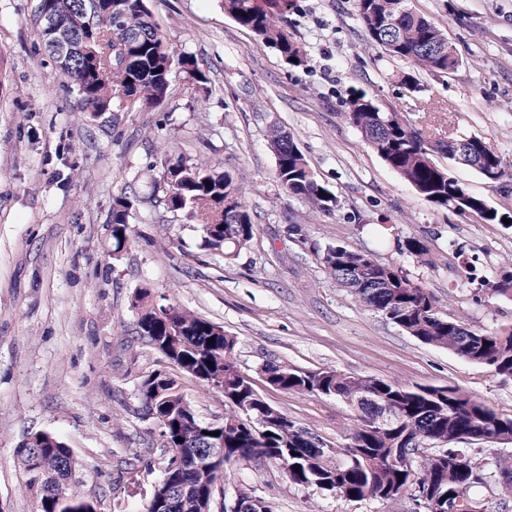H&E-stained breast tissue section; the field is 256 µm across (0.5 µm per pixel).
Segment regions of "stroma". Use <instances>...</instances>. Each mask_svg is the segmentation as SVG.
I'll list each match as a JSON object with an SVG mask.
<instances>
[{
    "label": "stroma",
    "instance_id": "stroma-1",
    "mask_svg": "<svg viewBox=\"0 0 512 512\" xmlns=\"http://www.w3.org/2000/svg\"><path fill=\"white\" fill-rule=\"evenodd\" d=\"M288 31L308 63L288 66L239 26L221 0H149L178 53L205 65L208 83L172 74L151 112L81 111L56 76L34 25L38 0H0V512H34L15 450L31 432L53 435L83 468L97 512H145L161 477L162 440L138 395L169 364L135 341L132 299L149 289L234 336L241 371L259 393L332 446L347 442V406L266 384L274 363L415 386H447L512 417V377L422 344L360 305L323 271L326 247L368 252L428 288L444 314L472 328L512 325V298L479 297L481 279L512 272V224L441 209L419 196L343 114L367 93L425 139L475 136L512 165V0H410L448 37L461 64L402 85L403 62L372 47L356 0H295ZM293 135L316 179L337 198L311 212L279 190L270 126ZM243 176L242 201L259 230L232 260L205 247L197 224L152 205L157 148ZM472 194L512 211V178L489 183L438 153ZM133 187L129 243L112 254V197ZM429 249L428 263L404 248ZM141 460L135 473L125 462ZM247 487L272 512H415L412 499L349 501L293 484L276 465L243 463L225 490Z\"/></svg>",
    "mask_w": 512,
    "mask_h": 512
}]
</instances>
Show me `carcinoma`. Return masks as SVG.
<instances>
[{"instance_id": "obj_1", "label": "carcinoma", "mask_w": 512, "mask_h": 512, "mask_svg": "<svg viewBox=\"0 0 512 512\" xmlns=\"http://www.w3.org/2000/svg\"><path fill=\"white\" fill-rule=\"evenodd\" d=\"M126 10L116 14L107 0H46L51 13L67 23L71 38L83 51L62 58L45 31L41 13L35 22L45 51L58 76L79 96L85 112H112L114 102L134 97L133 107L152 110L168 95L171 74L179 68L199 83L208 79L199 60L175 54L151 20L146 0H125ZM292 0H224V11L241 27L275 49L294 67L307 63L304 49L288 35L284 16ZM358 18L368 40L389 57L417 69L446 74L460 65L445 34L427 17L408 6V0H357ZM345 120L362 132L367 145L401 179L433 205L457 209L459 182L448 169L437 165L432 153H450L442 142L434 148L398 112H383L364 94L348 101ZM271 150L279 154L277 183L282 191L299 195L313 212L331 211L336 196L314 178L310 166L293 137L273 128L268 135ZM468 166L486 179L492 173L507 175V165L490 145L474 137L468 143ZM241 176L215 166L164 155L153 180L151 197L165 209L183 211L200 225L220 229L203 233L206 247L224 251L232 259L258 232L249 211L240 201ZM135 196L132 186L112 200L113 251H118V233L128 230L129 207ZM469 211L489 223H500L512 215L489 205L482 196L471 195ZM494 215H489V212ZM324 271L347 289L359 304L382 314L420 342L446 349L459 358L488 366L501 376H512V326L475 330L458 319L444 316L428 289L413 283L400 269L378 262L371 255L342 245L317 252ZM491 295L512 296V273L482 281ZM176 321L187 333L178 339V370L190 376L202 372H224V470L239 462L277 465L288 462V480L316 487L348 500L374 499L395 503L408 495L416 499L432 493L441 501L439 512H484L472 489L498 483L512 492V454L497 453L472 460L457 447L461 436L483 426L497 436L512 440V417H505L486 403L457 388L415 386L371 376H354L324 370L315 380L267 364L271 386L301 395L324 390L341 401L353 416L350 444L333 448L311 431L290 420L277 422L276 407L254 393L240 371L234 355L235 339L229 337L208 346L210 322L177 309ZM144 376L138 388L144 405H154L153 421L159 435L166 433L195 446L203 442L200 428L184 420L179 406L187 401L179 386L161 385ZM395 413V420L378 425L379 407ZM267 422L269 435L254 434L253 422ZM441 443V448H421L412 460H404L403 448L414 439ZM51 456L55 469L46 473L38 455ZM24 488L36 512H64L66 502L81 501L83 492L73 476L79 461L58 440H47L41 448L16 450ZM177 484L189 495L172 512H196L193 493L214 483L215 475L204 467L186 465L175 471Z\"/></svg>"}]
</instances>
